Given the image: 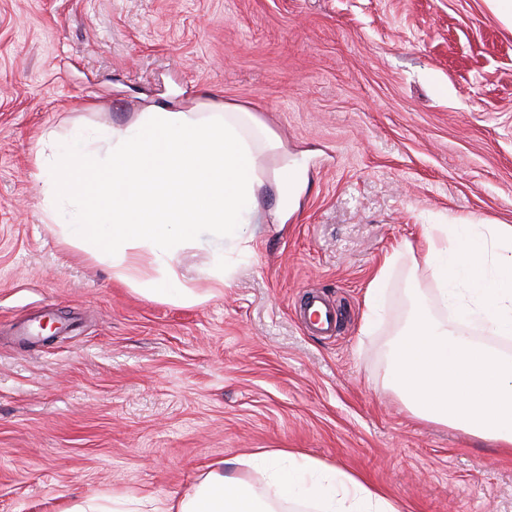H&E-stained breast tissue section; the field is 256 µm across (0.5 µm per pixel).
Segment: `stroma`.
Listing matches in <instances>:
<instances>
[{"label":"stroma","instance_id":"stroma-1","mask_svg":"<svg viewBox=\"0 0 512 512\" xmlns=\"http://www.w3.org/2000/svg\"><path fill=\"white\" fill-rule=\"evenodd\" d=\"M150 104L237 105L278 143L239 243L203 228L180 251L193 305L86 251L32 177L47 132L103 157L101 132ZM294 164L285 201L274 177ZM480 221L512 225V28L487 0H0V512L179 499L220 460L265 494L244 463L261 448L403 512H512V455L413 417L388 375L409 286L435 308L422 225ZM310 290L335 335L297 316ZM50 318L55 335H26ZM395 262V257L387 258L383 265L378 269L376 275L374 276L370 284V288H368V292L365 299L366 311L363 319V329L368 328L372 323V320L381 302V289L379 287L387 279Z\"/></svg>","mask_w":512,"mask_h":512}]
</instances>
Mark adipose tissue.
Masks as SVG:
<instances>
[{"label":"adipose tissue","mask_w":512,"mask_h":512,"mask_svg":"<svg viewBox=\"0 0 512 512\" xmlns=\"http://www.w3.org/2000/svg\"><path fill=\"white\" fill-rule=\"evenodd\" d=\"M251 112L220 105L202 112L152 106L127 129L112 132L106 162L41 154L37 178L78 206V235L90 251L111 250L127 280L147 295L184 305L198 302L174 263L182 245L206 224L223 240L239 238L264 185L257 142L272 138ZM425 261L441 306L488 336L512 335V225L425 224ZM154 258L142 264L144 253ZM390 374L411 414L492 442L512 454V358L472 342L456 326L418 311L400 333ZM258 458L276 469L272 497L226 476L216 464L184 497H155L153 512H280L302 498L319 512H401L392 498L348 473H323L311 458L285 448Z\"/></svg>","instance_id":"obj_1"}]
</instances>
